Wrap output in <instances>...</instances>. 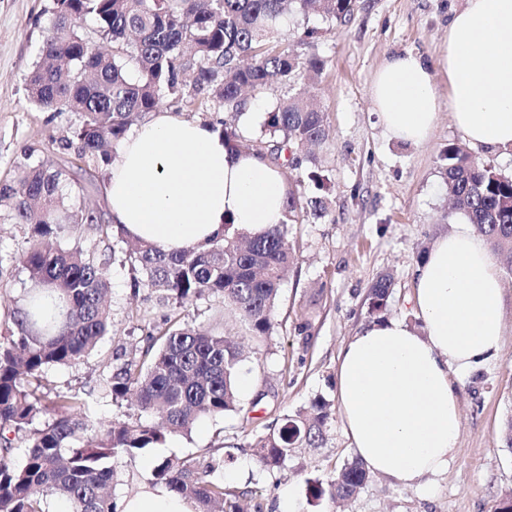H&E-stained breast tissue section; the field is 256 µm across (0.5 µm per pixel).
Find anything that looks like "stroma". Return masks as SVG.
I'll return each instance as SVG.
<instances>
[{"label": "stroma", "instance_id": "obj_1", "mask_svg": "<svg viewBox=\"0 0 512 512\" xmlns=\"http://www.w3.org/2000/svg\"><path fill=\"white\" fill-rule=\"evenodd\" d=\"M465 0H357L349 20L334 25L320 15L291 14L280 22L279 41L304 57L324 59L316 80L299 78L326 114L330 135L316 156L327 178V211L318 219L290 224L288 242L297 261L279 288L276 327L258 341L245 325L224 312V301L205 296L177 309L185 324L214 326L244 338L250 356L239 377L249 384L239 394L238 411L205 416L190 434L166 435L162 443L135 458L113 459L115 501L153 487V468L164 457L216 454L227 463L219 476L249 508L280 512V493L294 487L301 512H495L512 494V449L502 429L512 417V270L501 268L504 336L499 352L456 376L462 430L455 462L448 471L420 485L396 484L370 474L352 498L332 503L313 499L309 486L327 481L356 460L334 412L320 448H297L278 469L266 470L250 445L257 435L281 426L285 416L317 399L336 403V362L341 347L378 319L421 320L410 298L414 272L434 242L462 224L449 209L442 150L464 143L448 116V79L435 73L439 115L423 144L390 138L374 109L370 86L390 55L412 51L432 59L448 37V22ZM51 0H0V181L14 177L20 163L58 164L61 139L71 136L75 116L44 112L28 101L27 78L39 56L53 15ZM318 38L305 36L306 29ZM30 245L25 225L0 211V334L11 326L13 310L23 306L32 286L18 258ZM390 276L384 308L370 306L372 284ZM132 271L109 265L108 301L112 331L75 366H53L46 379L52 390L91 391L97 418L129 415L152 422L131 403L115 405L100 383L116 353L143 348L163 314L155 296L134 292ZM309 320L299 332L301 320Z\"/></svg>", "mask_w": 512, "mask_h": 512}]
</instances>
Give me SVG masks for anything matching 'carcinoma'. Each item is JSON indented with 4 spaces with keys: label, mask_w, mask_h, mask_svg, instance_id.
<instances>
[{
    "label": "carcinoma",
    "mask_w": 512,
    "mask_h": 512,
    "mask_svg": "<svg viewBox=\"0 0 512 512\" xmlns=\"http://www.w3.org/2000/svg\"><path fill=\"white\" fill-rule=\"evenodd\" d=\"M356 0H52L55 16L46 31L41 56L28 77L31 103L44 111L76 116L73 137L61 148L79 159L112 162L108 147L123 140L130 127L167 99L182 107L210 104V121L231 153L244 148L235 120L246 110L245 92L276 80L283 85L300 76L315 78L325 62L303 58L280 46L277 25L290 11L320 14L334 24L351 16ZM92 18L99 39L112 46L92 48L83 24ZM134 65L139 79L126 71ZM327 137L320 106L299 92L266 113L261 134L249 152L296 170L314 159ZM445 189L456 213L512 265V176L505 175L455 143L443 151ZM84 187L67 163L54 167L18 166L14 179L0 182V208L29 229L31 244L19 261L33 285H50L65 302L60 316L42 313L39 299L31 311L13 317L14 329L0 338V512H46L47 499L65 502L70 512H116L112 501L116 456L134 458L164 439V433H189L202 416L224 415L238 405L236 378L242 352L215 328L189 326L167 318L150 333L141 352L120 353L103 378L102 389L119 404L133 398L158 422L144 425L127 415L93 419L90 394L46 391V370L76 365L112 331L105 304L109 259L79 247L51 248L66 224H94L112 237V259L133 271L131 287L156 295L161 305L185 304L220 295L224 309L244 320L251 335L266 339L275 329L279 286L294 264L286 241L288 224L263 235L226 225L224 236L203 246L166 253L128 238L116 224H100L84 203ZM325 197L309 195L300 180L288 183L287 220L318 219ZM390 278L371 288V305L382 308ZM49 419L33 426L39 417ZM331 420L328 403L284 418L276 430L251 444L262 465L280 467L288 451L318 448ZM27 442L22 463L11 451L17 438ZM224 460L214 455L163 458L155 481L190 502L194 512H241L237 495L214 479ZM367 472L353 461L327 483L311 486L313 498L349 499Z\"/></svg>",
    "instance_id": "cac0c4a2"
}]
</instances>
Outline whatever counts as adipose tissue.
<instances>
[{"mask_svg": "<svg viewBox=\"0 0 512 512\" xmlns=\"http://www.w3.org/2000/svg\"><path fill=\"white\" fill-rule=\"evenodd\" d=\"M448 78V111L474 146L512 149V0H466L448 23L435 62L407 51L377 71L372 100L386 132L420 144L435 127V73ZM281 170L248 152L229 153L211 125L154 113L120 145L104 194L112 223L165 251L190 249L224 233L225 222L258 235L285 219ZM503 281L470 225L439 237L414 275L411 302L424 321L372 322L342 347L336 392L359 458L403 486L448 470L462 426L451 370L495 355L503 336ZM122 512H193L157 487Z\"/></svg>", "mask_w": 512, "mask_h": 512, "instance_id": "obj_1", "label": "adipose tissue"}]
</instances>
